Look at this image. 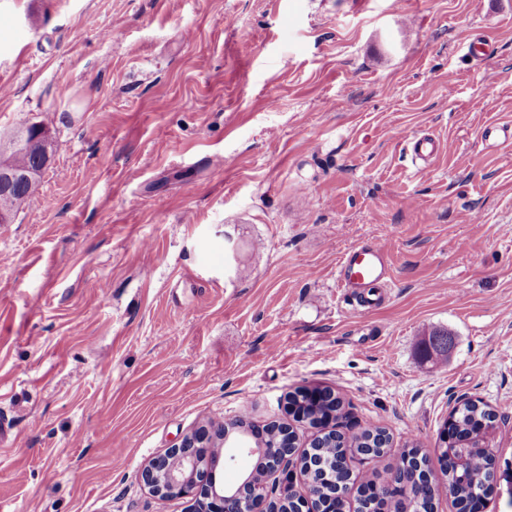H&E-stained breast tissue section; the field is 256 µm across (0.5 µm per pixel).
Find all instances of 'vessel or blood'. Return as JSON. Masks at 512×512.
I'll return each mask as SVG.
<instances>
[{"label":"vessel or blood","instance_id":"vessel-or-blood-1","mask_svg":"<svg viewBox=\"0 0 512 512\" xmlns=\"http://www.w3.org/2000/svg\"><path fill=\"white\" fill-rule=\"evenodd\" d=\"M406 144L416 161H427L441 150L440 141L431 134L408 138ZM388 274L389 264L384 247L371 242L353 247L344 254L338 264L337 282L340 288L353 292L363 306L372 308L381 300L375 287Z\"/></svg>","mask_w":512,"mask_h":512}]
</instances>
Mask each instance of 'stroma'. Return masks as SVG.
I'll return each instance as SVG.
<instances>
[{
    "label": "stroma",
    "instance_id": "35a3bbf8",
    "mask_svg": "<svg viewBox=\"0 0 512 512\" xmlns=\"http://www.w3.org/2000/svg\"><path fill=\"white\" fill-rule=\"evenodd\" d=\"M509 69L512 0H0V136L54 148L0 225V512H189L145 465L311 384L429 453L482 399L512 512ZM374 240L364 311L336 275ZM406 144L412 159L427 161L436 156L441 150L440 141L432 134H424L406 139ZM388 274L384 247L378 242H371L355 246L344 254L338 264L337 282L345 292H353L363 307L372 308L382 298L374 289Z\"/></svg>",
    "mask_w": 512,
    "mask_h": 512
}]
</instances>
